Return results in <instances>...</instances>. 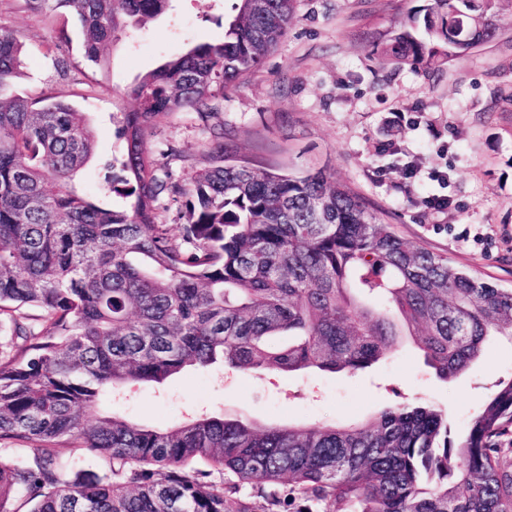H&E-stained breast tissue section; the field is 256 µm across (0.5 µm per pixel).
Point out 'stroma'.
I'll list each match as a JSON object with an SVG mask.
<instances>
[{"instance_id": "obj_1", "label": "stroma", "mask_w": 512, "mask_h": 512, "mask_svg": "<svg viewBox=\"0 0 512 512\" xmlns=\"http://www.w3.org/2000/svg\"><path fill=\"white\" fill-rule=\"evenodd\" d=\"M427 0H297L288 33L252 75L224 91L208 123L193 113L162 117L153 151L174 146L191 159L182 180L204 168L212 132L239 155L293 172L323 170L349 186L415 247L447 256L475 275L512 288V0L510 18L493 40L453 57L438 70L414 71L385 61L394 25ZM227 0H172L168 12L118 33L104 67L84 59L75 22L30 11L24 0H0V30L26 45L19 89L32 97L63 95L84 112L97 137V156L77 182L95 193L100 157L116 146L112 115L133 109L124 90L168 56L222 38ZM72 63L67 78L55 65ZM443 198L445 209L431 207ZM512 379V344L488 345L481 359L452 381L425 367L411 338L394 354L349 374L311 371L190 369L166 389L135 386L113 414L154 427L192 411L242 414L268 425L346 424L388 407L444 408L456 436L478 413L496 381Z\"/></svg>"}]
</instances>
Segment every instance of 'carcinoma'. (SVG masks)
I'll use <instances>...</instances> for the list:
<instances>
[{
	"instance_id": "cac0c4a2",
	"label": "carcinoma",
	"mask_w": 512,
	"mask_h": 512,
	"mask_svg": "<svg viewBox=\"0 0 512 512\" xmlns=\"http://www.w3.org/2000/svg\"><path fill=\"white\" fill-rule=\"evenodd\" d=\"M73 17L84 57L153 20L170 0H25ZM232 0L224 37L173 55L132 84L112 114V177L96 196L75 176L95 150L84 113L59 96L15 91L25 46L0 34V440L32 457L0 460V512H512V379L497 384L465 435L448 412L399 404L340 426L261 425L187 415L165 428L104 412L135 384L188 367L356 372L413 339L448 381L492 336L512 342V289L410 246L322 171L280 173L236 160L224 143L191 188L150 151L174 112L207 122L224 89L256 71L288 32L295 0ZM495 0H430L399 24L384 54L439 66L491 41ZM55 184L49 192L46 184ZM188 195L185 223L161 220ZM103 457L76 471L60 446Z\"/></svg>"
}]
</instances>
